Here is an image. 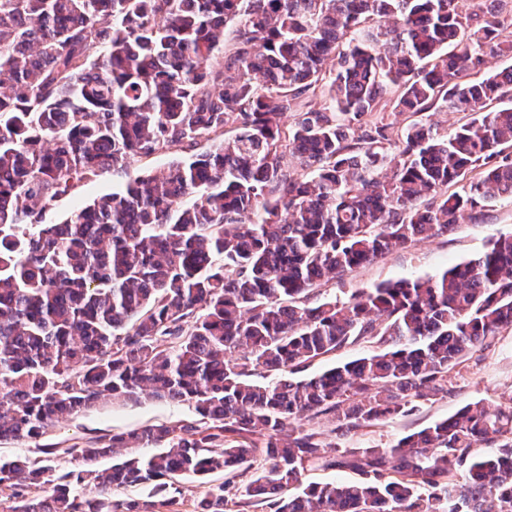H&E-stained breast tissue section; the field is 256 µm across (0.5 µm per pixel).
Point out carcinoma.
<instances>
[{
  "label": "carcinoma",
  "mask_w": 512,
  "mask_h": 512,
  "mask_svg": "<svg viewBox=\"0 0 512 512\" xmlns=\"http://www.w3.org/2000/svg\"><path fill=\"white\" fill-rule=\"evenodd\" d=\"M507 15L512 0H0V441L143 396L196 414L88 441L64 472L0 457L4 512H154L112 487L215 473L196 512H226L238 478L241 506L268 512H512V392L387 448L338 443L452 395L466 357L512 332V234L437 277L320 293L512 201V66L485 71L512 59ZM437 111L467 120L441 133ZM156 154L173 160L50 218ZM359 341L380 349L306 375ZM313 468L358 479L307 483ZM126 180L125 173L107 172L81 186L75 193L62 197L56 202L52 218L64 219L77 205L88 204L101 195L120 188Z\"/></svg>",
  "instance_id": "cac0c4a2"
}]
</instances>
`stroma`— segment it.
<instances>
[{"mask_svg": "<svg viewBox=\"0 0 512 512\" xmlns=\"http://www.w3.org/2000/svg\"><path fill=\"white\" fill-rule=\"evenodd\" d=\"M168 156L128 160L122 173H105L81 186L75 193L57 201L52 217L64 219L71 210L87 204L101 195L120 188L127 177L144 174L165 166ZM512 232V203L500 201L485 208L480 219L464 222L449 235L434 237L410 248L387 254L377 262L358 268L342 280L323 286L325 296L346 299L355 290L373 287L384 280L435 276L448 267L463 262L486 250L490 240ZM454 392L447 399L427 403L414 415L388 420L375 432H360L344 438L349 448L385 447L410 431L433 421L448 417L467 403L498 397L512 389V333L490 339L488 346L474 350L454 381ZM194 410L186 404L163 400L143 399L107 404L87 410L57 424L44 436V444L56 448L51 459L53 467L61 470L75 468L73 449L86 441L112 433L138 431L150 425L190 420Z\"/></svg>", "mask_w": 512, "mask_h": 512, "instance_id": "obj_1", "label": "stroma"}]
</instances>
